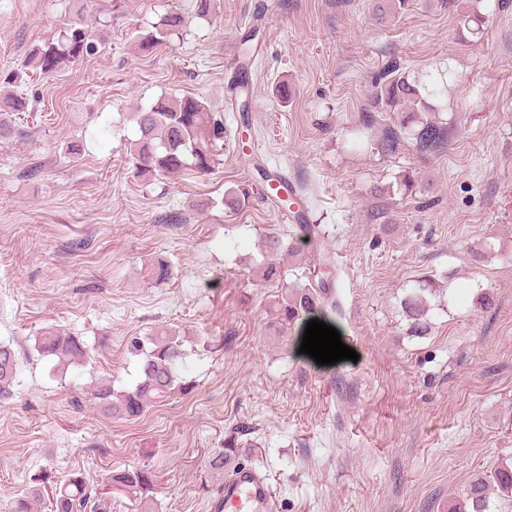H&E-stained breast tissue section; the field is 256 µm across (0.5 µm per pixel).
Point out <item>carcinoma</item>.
<instances>
[{
  "instance_id": "obj_1",
  "label": "carcinoma",
  "mask_w": 512,
  "mask_h": 512,
  "mask_svg": "<svg viewBox=\"0 0 512 512\" xmlns=\"http://www.w3.org/2000/svg\"><path fill=\"white\" fill-rule=\"evenodd\" d=\"M182 23L176 12L164 16L155 31L149 33L141 43V49L149 51L173 34ZM96 52V45L82 28L69 27L58 38L36 47L30 56L33 68L49 73L61 66L75 62ZM379 100L391 108H401L406 115L400 127H387L378 142L388 153L397 151L401 142L409 139L421 155L437 153L448 145V128L443 122L432 118L433 100L444 97L446 86L437 81H410L398 74L396 66H390L379 78ZM212 120L206 105L192 96L161 97L146 111L136 113L139 137L130 149L139 175L155 177L174 174L184 168H193L206 174L213 165V155L201 145V136ZM266 262L262 272L265 282L282 286L286 297L277 312V323L285 331L298 327L297 341L302 336L308 321L319 319L329 323L326 316L337 311L333 284L328 279L311 280V273L302 272L300 277L308 280L303 286L288 287L283 281L280 256L283 252L298 255L305 247L298 237L293 244H285L279 235L269 234L263 240ZM406 299L404 312L411 321L414 332L426 329L427 308L421 292ZM35 350L41 357L56 360L54 369L63 370L71 364H79L88 356V349L78 336L61 333L49 328L36 337ZM129 351L140 357L139 377L130 388L116 392L109 383H100L90 393L89 400L103 413L120 419H135L149 408L161 403L176 393L187 395L194 385L186 380L183 368L186 353L183 343L175 336H153L148 343L135 337L129 341ZM20 359L8 343L0 341V397L12 393L17 379ZM239 460L238 441L224 439V447L208 459L209 471L222 477L236 469ZM113 485L133 493H144L153 488L155 475L147 466H136L110 477ZM41 484L7 498L5 512H33L34 503L44 495ZM52 512H100L106 502L96 497L93 488L81 475L68 478L51 492ZM468 512H486L487 489L478 478L465 493Z\"/></svg>"
}]
</instances>
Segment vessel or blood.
I'll return each mask as SVG.
<instances>
[{
    "instance_id": "b4317fda",
    "label": "vessel or blood",
    "mask_w": 512,
    "mask_h": 512,
    "mask_svg": "<svg viewBox=\"0 0 512 512\" xmlns=\"http://www.w3.org/2000/svg\"><path fill=\"white\" fill-rule=\"evenodd\" d=\"M211 512H277L268 476L242 467L210 501Z\"/></svg>"
}]
</instances>
